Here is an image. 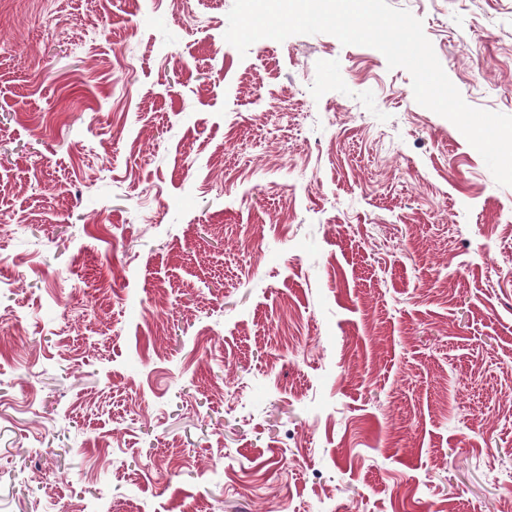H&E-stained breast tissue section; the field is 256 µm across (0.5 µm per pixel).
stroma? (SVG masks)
Instances as JSON below:
<instances>
[{
  "label": "stroma",
  "mask_w": 512,
  "mask_h": 512,
  "mask_svg": "<svg viewBox=\"0 0 512 512\" xmlns=\"http://www.w3.org/2000/svg\"><path fill=\"white\" fill-rule=\"evenodd\" d=\"M387 2L512 115V0ZM233 4L0 0V512H512V186Z\"/></svg>",
  "instance_id": "stroma-1"
}]
</instances>
